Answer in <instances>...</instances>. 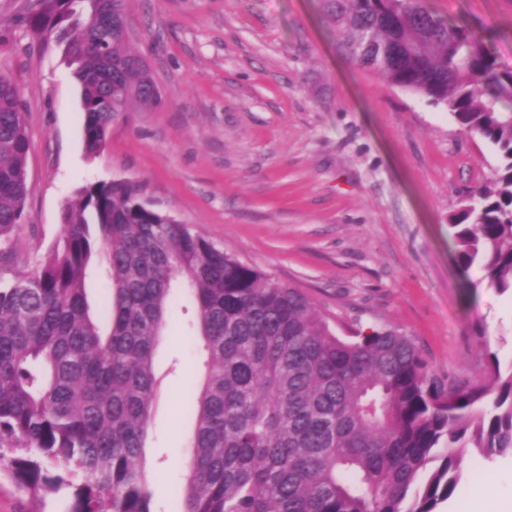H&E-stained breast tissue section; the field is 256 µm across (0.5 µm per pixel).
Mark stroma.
I'll list each match as a JSON object with an SVG mask.
<instances>
[{
    "label": "stroma",
    "instance_id": "stroma-1",
    "mask_svg": "<svg viewBox=\"0 0 512 512\" xmlns=\"http://www.w3.org/2000/svg\"><path fill=\"white\" fill-rule=\"evenodd\" d=\"M492 33L512 67V0H428ZM132 47L163 103L120 115L87 159L80 86L54 41L30 38L29 0H0V69L26 103L29 194L5 279L63 235L82 185L141 181L157 208L242 262L299 289L338 336L393 330L440 381L484 383L512 368V296L462 270L449 224L490 179L495 147L446 109L385 82L339 48L318 0H126ZM189 299L178 292L156 352L144 456L159 512H177L193 432L184 414L203 373ZM512 496V455H465ZM71 490L36 501L0 468V512H68Z\"/></svg>",
    "mask_w": 512,
    "mask_h": 512
}]
</instances>
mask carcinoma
Returning <instances> with one entry per match:
<instances>
[{
  "label": "carcinoma",
  "instance_id": "carcinoma-1",
  "mask_svg": "<svg viewBox=\"0 0 512 512\" xmlns=\"http://www.w3.org/2000/svg\"><path fill=\"white\" fill-rule=\"evenodd\" d=\"M22 19L75 66L85 155L122 112L161 103L122 33L126 0H37ZM357 65L454 114L493 146V178L451 220L457 262L512 293V68L466 17L427 0H320ZM25 103L0 72V254L29 192ZM65 233L28 274L0 282V463L37 500L70 512H156L141 451L155 354L182 281L205 377L184 412L192 460L180 512H438L461 456L512 454V369L493 385L434 381L393 330L336 335L296 288L159 210L126 178L80 187ZM106 257L108 298L87 283Z\"/></svg>",
  "mask_w": 512,
  "mask_h": 512
}]
</instances>
